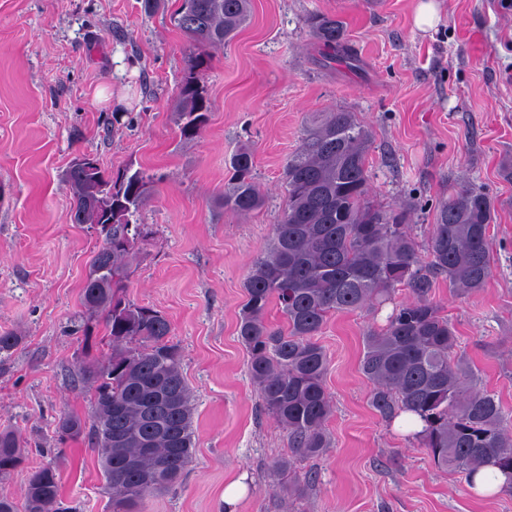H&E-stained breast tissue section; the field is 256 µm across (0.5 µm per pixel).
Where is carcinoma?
Segmentation results:
<instances>
[{"label":"carcinoma","instance_id":"cac0c4a2","mask_svg":"<svg viewBox=\"0 0 512 512\" xmlns=\"http://www.w3.org/2000/svg\"><path fill=\"white\" fill-rule=\"evenodd\" d=\"M251 0H181L175 26L198 49L189 60L178 93L181 138L191 140L207 121L203 81L210 68L208 49L228 43L247 21ZM312 36L328 49L344 39L345 23L324 14L309 16ZM371 135L351 112H332L288 160L286 200L266 252L249 271L247 300L238 337L248 355V372L263 410L288 432L292 457L276 462L289 469L293 457H317L328 448L325 426L331 404L325 388L328 358L315 340L330 314L391 312L364 337L362 375L372 384L369 403L384 420L416 416L412 434L438 468L461 473L469 485L484 468L509 476L512 493V431L496 394L477 387L467 361L457 355L455 328L430 299L440 278L458 294L485 287L492 255L488 228L493 204L475 188L448 195L425 245L403 214L371 199L367 155ZM251 150L239 149L224 185V210L246 214L261 208L264 194L254 174ZM118 183L101 163L69 168L74 221L102 240L91 259L81 301L86 312L103 316L111 354L101 362L85 347L79 367L91 393L92 412L59 418L55 432L65 441L86 436L97 452L116 512H136L145 496L182 481L192 457V404L181 371V354L170 343V322L158 310L126 298L132 261L147 233L133 218L144 204L154 176L126 168ZM118 206L121 218L103 221V204ZM407 288L414 300L395 301ZM287 330L266 321L270 303ZM160 408L154 422L149 411ZM152 451L144 454V444ZM129 458L135 467L114 466ZM24 460L15 432L0 431V477ZM154 475L153 483L144 476ZM0 512H74L63 506L61 478L45 464L29 477L23 509L0 496Z\"/></svg>","mask_w":512,"mask_h":512}]
</instances>
